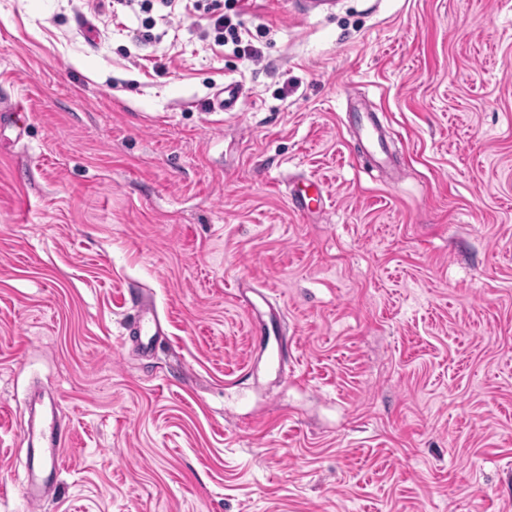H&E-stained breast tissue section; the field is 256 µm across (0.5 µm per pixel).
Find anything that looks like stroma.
Segmentation results:
<instances>
[{
	"instance_id": "obj_1",
	"label": "stroma",
	"mask_w": 512,
	"mask_h": 512,
	"mask_svg": "<svg viewBox=\"0 0 512 512\" xmlns=\"http://www.w3.org/2000/svg\"><path fill=\"white\" fill-rule=\"evenodd\" d=\"M304 2L240 0L255 64L212 0H0V512H512V0ZM42 395L70 437L32 507ZM212 20L214 29L219 31L224 48L232 47L233 54L251 62L261 60L262 51L246 38L249 37V32L244 30L239 22H233L232 17L226 13H219ZM357 134L361 142H366L374 155H381L384 135L382 128L370 112H357ZM315 196H308L306 192H297L292 195L291 202L293 209L302 215H309L315 212H322L326 208V199L321 191H317ZM247 292L252 293L254 295V299L248 297L246 295ZM238 293V297L240 298L246 311L252 319L254 334L259 336L261 341L266 334L267 322L261 315L262 312L260 310V306H267L270 310V319L278 323L281 334L284 335V337L281 338L277 349L272 354L271 364L280 377L287 376L288 361L291 358V346L288 344V336H286L285 326L287 324L284 313H280L279 311H272V303L270 301L269 295L257 288H238ZM130 311L125 319L124 328L128 336H134L138 350L149 355L154 353L165 329L152 306L141 299L137 292H129Z\"/></svg>"
}]
</instances>
